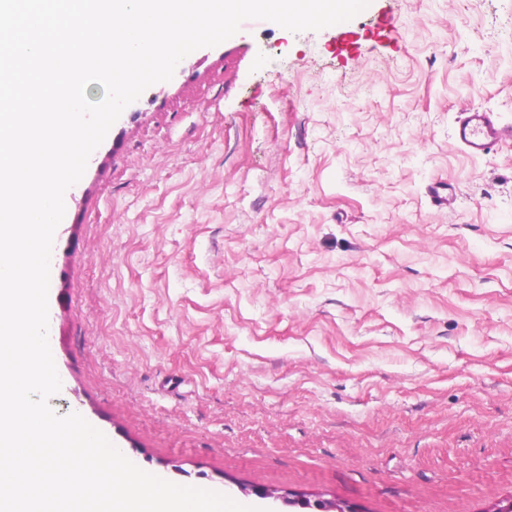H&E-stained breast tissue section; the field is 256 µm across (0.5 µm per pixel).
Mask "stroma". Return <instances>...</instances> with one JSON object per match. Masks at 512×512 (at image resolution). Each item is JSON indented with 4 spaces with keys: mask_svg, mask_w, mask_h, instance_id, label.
Returning a JSON list of instances; mask_svg holds the SVG:
<instances>
[{
    "mask_svg": "<svg viewBox=\"0 0 512 512\" xmlns=\"http://www.w3.org/2000/svg\"><path fill=\"white\" fill-rule=\"evenodd\" d=\"M342 28L243 23L124 109L55 231L50 405L255 512H496L512 143L455 127L512 125V0H369ZM455 136L471 154L489 153L502 142L512 141V127L500 126L489 112H462Z\"/></svg>",
    "mask_w": 512,
    "mask_h": 512,
    "instance_id": "1",
    "label": "stroma"
}]
</instances>
